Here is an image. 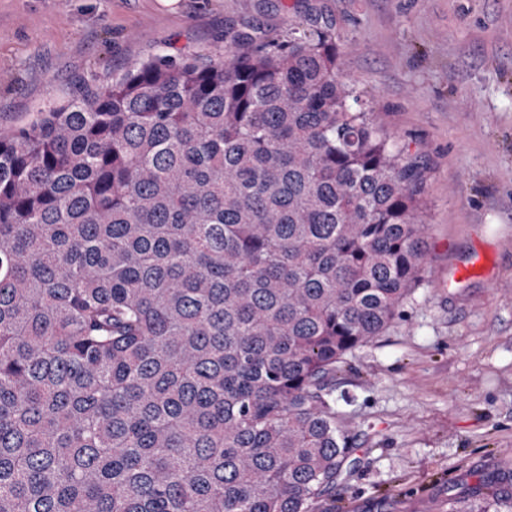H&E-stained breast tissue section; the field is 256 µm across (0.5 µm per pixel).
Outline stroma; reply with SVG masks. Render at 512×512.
<instances>
[{
  "instance_id": "obj_1",
  "label": "stroma",
  "mask_w": 512,
  "mask_h": 512,
  "mask_svg": "<svg viewBox=\"0 0 512 512\" xmlns=\"http://www.w3.org/2000/svg\"><path fill=\"white\" fill-rule=\"evenodd\" d=\"M321 14L345 74L426 170L427 263L340 367L355 463L316 512H446L512 462V0H0V133L77 80Z\"/></svg>"
}]
</instances>
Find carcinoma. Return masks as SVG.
I'll use <instances>...</instances> for the list:
<instances>
[{
    "label": "carcinoma",
    "mask_w": 512,
    "mask_h": 512,
    "mask_svg": "<svg viewBox=\"0 0 512 512\" xmlns=\"http://www.w3.org/2000/svg\"><path fill=\"white\" fill-rule=\"evenodd\" d=\"M339 39L230 27L0 135V512H314L351 466L336 372L420 281L425 183Z\"/></svg>",
    "instance_id": "obj_1"
}]
</instances>
